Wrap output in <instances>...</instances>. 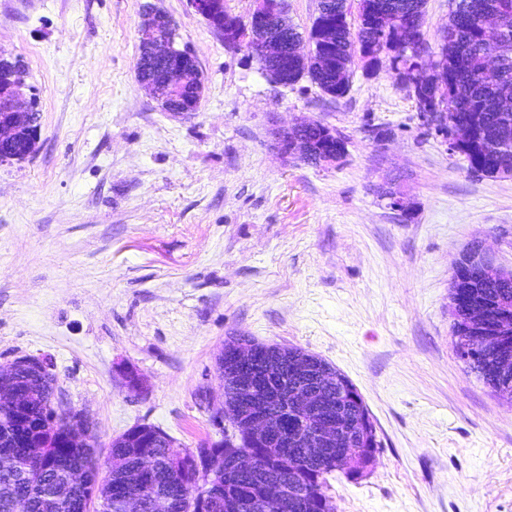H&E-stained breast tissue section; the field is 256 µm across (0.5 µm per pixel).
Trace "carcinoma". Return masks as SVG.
<instances>
[{
  "label": "carcinoma",
  "mask_w": 512,
  "mask_h": 512,
  "mask_svg": "<svg viewBox=\"0 0 512 512\" xmlns=\"http://www.w3.org/2000/svg\"><path fill=\"white\" fill-rule=\"evenodd\" d=\"M314 25L324 23L336 29V41L316 52L305 63L295 62L292 45L299 37L293 25L282 28L279 22L267 25L265 33L279 37L286 49L272 62L282 77V85L292 86L307 76L333 99L346 96L349 68L354 53L364 57L365 69L376 71L388 58L395 71L410 70L411 54L393 56L388 47L406 37L399 20L424 17L425 0H359L357 31L347 20V0H321ZM448 28L442 37L441 59L435 72L448 88L450 117L473 122L483 132L481 148L462 156L469 168H498L512 172V80L490 86L482 80L492 67L512 75V0H454ZM497 17L499 22L488 36L476 34L464 21ZM194 68V62H177L158 67L144 62V78H166L177 83L180 71ZM304 139L313 149L345 148L346 137L336 133L328 144L317 127L305 131ZM465 294L471 303L492 315L512 319V274L495 279L485 275L479 265L459 263L450 295ZM456 349L467 368L495 394L512 396V371L500 366L498 345L473 347L470 325L455 322ZM249 363L237 359V341L224 344L218 365L224 380V417L235 432L224 434L220 466L206 463L208 449L182 448L175 439L150 423H139L113 439L105 460V475H100V456L75 438L84 423L79 410H71L57 430L41 429L47 420L48 401L55 388L54 376L24 367L13 372L0 388L24 405L25 428L35 437H45L36 472L29 471V449L16 439L13 419L0 414V457L15 461L13 470H0V512H11L15 499L24 497L30 512H127L128 497L140 504L137 512H151L149 503L163 497L170 512H333L328 495V476L339 471L350 481L367 474L380 448L375 428L362 397L353 384L322 358L298 348H281L248 341ZM313 396L314 405L305 411L295 406L294 392ZM262 412L269 422V435L254 443L236 432L244 420ZM333 422L338 432L353 435L350 444H326L311 433L312 423ZM358 448L362 459L350 463L343 449ZM145 451L155 455L154 468L145 473L139 461ZM255 453L251 469L236 465L235 453ZM80 469L88 486H72L64 496L55 490L69 473ZM298 484L306 490L305 499H288L282 506L269 500V490L277 484Z\"/></svg>",
  "instance_id": "carcinoma-1"
}]
</instances>
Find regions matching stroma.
I'll list each match as a JSON object with an SVG mask.
<instances>
[{
    "mask_svg": "<svg viewBox=\"0 0 512 512\" xmlns=\"http://www.w3.org/2000/svg\"><path fill=\"white\" fill-rule=\"evenodd\" d=\"M148 3L198 63L197 111L137 78ZM451 9L426 0L425 71ZM0 51L39 112L37 152L0 163V366L50 357L99 445L145 421L196 448L220 437L199 395L222 398L225 341L299 347L354 384L381 443L358 482L330 476L334 512H512V405L458 357L448 309L473 242L512 270V178L449 156L395 71L354 58L338 100L276 85L188 0H0ZM305 121L346 135L335 165L272 149Z\"/></svg>",
    "mask_w": 512,
    "mask_h": 512,
    "instance_id": "35a3bbf8",
    "label": "stroma"
}]
</instances>
